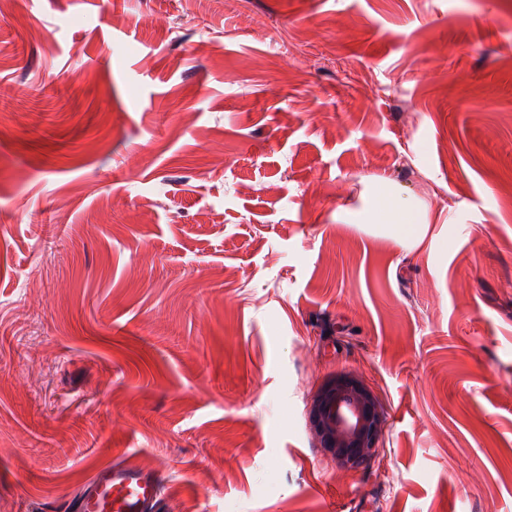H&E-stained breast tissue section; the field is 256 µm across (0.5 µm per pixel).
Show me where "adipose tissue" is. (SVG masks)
Masks as SVG:
<instances>
[{
  "label": "adipose tissue",
  "instance_id": "obj_1",
  "mask_svg": "<svg viewBox=\"0 0 512 512\" xmlns=\"http://www.w3.org/2000/svg\"><path fill=\"white\" fill-rule=\"evenodd\" d=\"M352 224H368L400 243H417L426 222L423 206L396 192L388 183L377 182L374 192L360 210L346 213Z\"/></svg>",
  "mask_w": 512,
  "mask_h": 512
}]
</instances>
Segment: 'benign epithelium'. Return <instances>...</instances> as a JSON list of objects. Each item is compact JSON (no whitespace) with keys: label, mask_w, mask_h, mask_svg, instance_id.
Segmentation results:
<instances>
[{"label":"benign epithelium","mask_w":512,"mask_h":512,"mask_svg":"<svg viewBox=\"0 0 512 512\" xmlns=\"http://www.w3.org/2000/svg\"><path fill=\"white\" fill-rule=\"evenodd\" d=\"M311 426L337 464L354 469L376 457L384 432L378 401L355 373H340L325 381L310 405Z\"/></svg>","instance_id":"benign-epithelium-1"}]
</instances>
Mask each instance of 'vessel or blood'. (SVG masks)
<instances>
[{
  "mask_svg": "<svg viewBox=\"0 0 512 512\" xmlns=\"http://www.w3.org/2000/svg\"><path fill=\"white\" fill-rule=\"evenodd\" d=\"M159 488L155 473L109 466L67 508L69 512H154Z\"/></svg>",
  "mask_w": 512,
  "mask_h": 512,
  "instance_id": "b4317fda",
  "label": "vessel or blood"
}]
</instances>
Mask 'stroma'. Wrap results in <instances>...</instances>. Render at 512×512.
<instances>
[{"instance_id": "35a3bbf8", "label": "stroma", "mask_w": 512, "mask_h": 512, "mask_svg": "<svg viewBox=\"0 0 512 512\" xmlns=\"http://www.w3.org/2000/svg\"><path fill=\"white\" fill-rule=\"evenodd\" d=\"M379 180L419 246L339 220ZM111 464L160 512H512V0H6L0 512ZM311 426L337 464L357 468L370 461L384 432V419L378 401L355 373H340L325 381L310 405Z\"/></svg>"}]
</instances>
